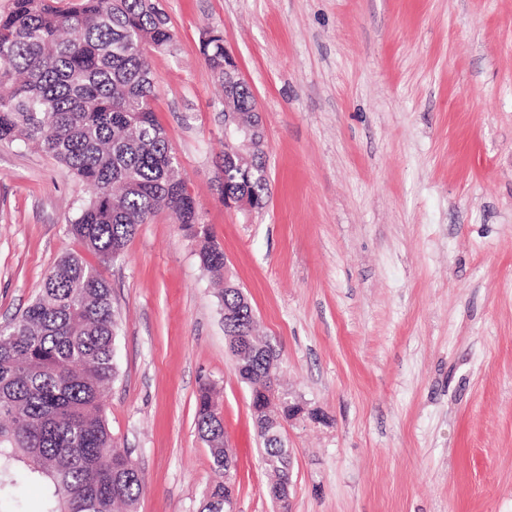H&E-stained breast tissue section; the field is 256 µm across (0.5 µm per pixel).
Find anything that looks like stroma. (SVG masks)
<instances>
[{"label":"stroma","mask_w":512,"mask_h":512,"mask_svg":"<svg viewBox=\"0 0 512 512\" xmlns=\"http://www.w3.org/2000/svg\"><path fill=\"white\" fill-rule=\"evenodd\" d=\"M154 110L224 249L280 383L320 414L286 426L292 512H512V0H159ZM224 43L266 134L269 194L216 190ZM88 189L33 146L0 143V321L65 254ZM119 376L104 398L144 486L136 512H203L195 425L211 384L236 512H276L249 387L214 277L166 212L104 269Z\"/></svg>","instance_id":"1"}]
</instances>
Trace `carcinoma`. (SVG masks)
I'll return each instance as SVG.
<instances>
[{
  "label": "carcinoma",
  "instance_id": "carcinoma-1",
  "mask_svg": "<svg viewBox=\"0 0 512 512\" xmlns=\"http://www.w3.org/2000/svg\"><path fill=\"white\" fill-rule=\"evenodd\" d=\"M174 40L158 0H13L0 15V141L32 143L91 188L67 232L99 262L122 257L140 224L174 215L197 242L203 269L224 281V250L201 223L174 149L155 117L148 51ZM200 52L224 89V104L251 118L249 87L224 71V32ZM257 201V174L224 189ZM227 336H250L248 306L222 288ZM118 323L102 272L78 253L46 274L38 296L0 333V512H23L3 495L19 480L43 488L39 512H134L143 487L127 450L114 445L102 400L117 377ZM196 426L213 459L212 496L224 497V422L204 383ZM288 448L263 444L273 484L288 478Z\"/></svg>",
  "mask_w": 512,
  "mask_h": 512
}]
</instances>
